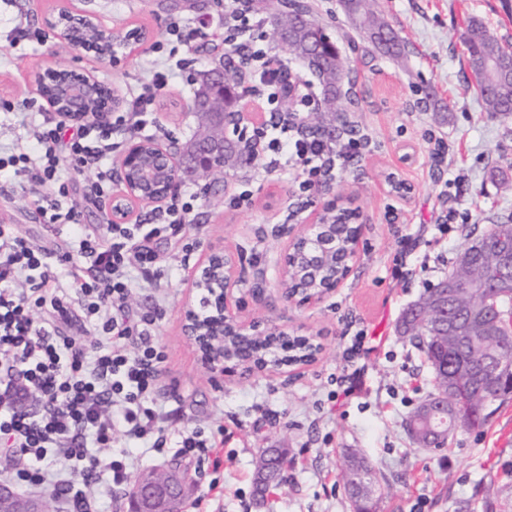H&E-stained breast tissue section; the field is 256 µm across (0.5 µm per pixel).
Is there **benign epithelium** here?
<instances>
[{"label": "benign epithelium", "mask_w": 512, "mask_h": 512, "mask_svg": "<svg viewBox=\"0 0 512 512\" xmlns=\"http://www.w3.org/2000/svg\"><path fill=\"white\" fill-rule=\"evenodd\" d=\"M59 16L64 25L59 36L71 47L93 52L100 58L112 56L101 51V47L112 45L114 35L100 27L89 15L74 14L62 8ZM208 72L211 87L207 95L200 96L203 102V124L198 137L186 144L182 152L163 145L152 137H135L129 141L120 160V171L136 172L139 182L121 179L123 201L126 206L119 209L129 215L127 204L160 203L174 195L180 184L201 177H209L223 170L216 159L224 153V99L220 82L224 81V58L212 60ZM54 80L58 83L56 96L51 97L44 91L43 84ZM37 91L46 105L59 117L71 121L105 122L110 114L119 108L120 103L112 97L107 88L93 76L83 70L66 66L48 68L36 76ZM337 210L333 203L321 206L312 221L302 225L297 234H288V243L276 262L279 279L288 276L289 262L293 256L306 249L314 251L315 263L325 266L332 259L329 246L335 238L324 222V216ZM348 222L355 224L356 233L350 241V247L342 261L339 273L324 280L316 287L296 293H285L288 300L304 306L321 302L347 278L360 251L362 225L356 223L355 215ZM493 266L499 276L494 282L485 277L465 283V287L476 295H483L488 288H502L512 291V253L502 250L493 254ZM241 264L224 251L216 248L208 250L199 260L188 282V288L210 293L211 314L202 319L191 310L186 311L183 332L192 341L199 353L202 364L216 378L233 375L240 370L248 372H275L283 366L306 365L314 361L322 351V345L313 336L302 337V347L306 352L301 357L291 358L286 363L256 364L247 355L236 359L224 357V330L229 328L238 336L264 337L269 335L288 336V332L268 326L263 330L254 324L237 321L228 312L229 301L235 287L241 282ZM454 278L449 277L437 285V290L420 297L407 308V313L416 310L422 312L425 319L443 327L448 333L460 332L458 322L448 314L449 288ZM512 378V364L506 361L500 346L489 350L483 362L473 368H461L448 371L447 385L443 396L448 398L443 406L442 415L448 422L455 421L458 415L461 391L470 382L480 379L484 383L494 382L501 386L505 378ZM170 486H159L154 473L141 474L134 484L133 496L129 498V512H184L186 501V479L174 469H167ZM0 509L3 512H45V500L16 493L11 488L0 486Z\"/></svg>", "instance_id": "obj_1"}]
</instances>
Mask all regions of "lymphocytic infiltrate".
I'll return each mask as SVG.
<instances>
[{
  "label": "lymphocytic infiltrate",
  "mask_w": 512,
  "mask_h": 512,
  "mask_svg": "<svg viewBox=\"0 0 512 512\" xmlns=\"http://www.w3.org/2000/svg\"><path fill=\"white\" fill-rule=\"evenodd\" d=\"M171 64L150 73L147 82L132 91L125 111L110 122L85 126L36 125L30 129L29 152L0 159V172L13 167L28 182L46 186L50 194L41 207L42 221L50 227L67 226L72 244L62 254L48 252L18 235L13 225L0 224V440L20 452L23 468L1 471L0 482L27 489L56 492L62 512H94L97 500L91 487L127 485L140 458L131 450L162 453L176 443L182 456L199 461L214 455L215 445L195 431L171 437L164 423L167 414L156 385L167 360L155 335L159 308L142 311L137 322L124 316L133 289V272L152 281L162 273L150 246L162 232L179 231L191 223L197 196L188 192L168 204L156 223L128 224L105 215L102 224L89 228L82 214L68 203L73 172L90 168L88 197L112 195V169L106 164L118 135H135L154 124L158 96L179 71L190 66L187 22L175 20L166 28ZM254 68L251 76L267 112H280L284 103L303 110L312 102L309 86H286L283 61L268 47L245 46ZM251 140L280 153L286 162L301 167L307 184L323 175L321 159L348 162L361 157L364 145L349 138L328 148L288 136L284 125L265 123L254 128ZM68 265L71 288L56 282L57 265ZM79 295L94 334L85 340L62 333L74 316L72 295ZM47 310L43 319L34 312ZM35 398L37 411L24 409ZM126 445L113 447L115 436Z\"/></svg>",
  "instance_id": "1"
}]
</instances>
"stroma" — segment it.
I'll use <instances>...</instances> for the list:
<instances>
[{"label": "stroma", "mask_w": 512, "mask_h": 512, "mask_svg": "<svg viewBox=\"0 0 512 512\" xmlns=\"http://www.w3.org/2000/svg\"><path fill=\"white\" fill-rule=\"evenodd\" d=\"M356 79L358 104L338 121L367 140L363 155L302 190L300 168L269 172L274 155L263 151L251 166L225 176L228 194L200 197L193 223L155 242L165 275L160 287L136 279L126 304L129 320L162 303L155 334L167 351L160 395L170 433L202 432L219 441L220 466L200 465L176 449L148 454L144 469L180 461L190 492L185 512L209 498L220 512H352L340 478L349 449H358L392 494L376 501V512H502L512 503V396L494 402L484 428H456L443 452L418 447L404 421L433 389L424 356L396 333L406 306L454 266L458 251L491 225L512 224V114L486 112L467 63L468 19L481 20L501 44L512 46V0H377V10L405 43L394 60L379 54L347 19L342 0H306ZM90 15L106 29H146L143 44L118 60L76 51L58 36L60 6ZM222 11L216 0L193 8L189 0H0V156L27 151L33 123L56 121L33 83L53 65L93 74L120 102L145 82L153 64L164 62L165 29L174 19L197 27L191 53L200 64L209 46L221 43ZM41 28L43 40L14 41L15 27ZM197 73L176 74L158 98L154 138L165 145L189 140L198 118L187 103ZM432 92L440 111L415 102ZM448 148L450 166L437 169L436 140ZM412 187L408 199L393 193L389 177ZM249 192L250 207L233 209L229 195ZM42 190L18 176L0 185V220L43 248L67 250L68 231L42 224ZM359 209L364 224L360 257L340 288L322 302L301 306L277 284L274 262L289 231L307 223L323 203ZM224 249L242 261V281L229 308L245 323L277 325L295 336L319 337L323 352L306 366L248 377L214 378L182 331L186 311L199 297L186 282L205 251ZM364 333L370 354L363 382L343 395L338 378L345 351ZM267 448L288 451L282 480L257 496L254 472Z\"/></svg>", "instance_id": "stroma-1"}]
</instances>
